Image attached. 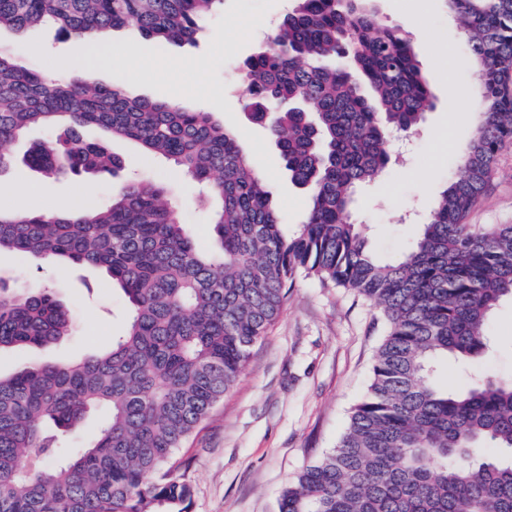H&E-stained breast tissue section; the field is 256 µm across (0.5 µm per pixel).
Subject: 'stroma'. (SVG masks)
Segmentation results:
<instances>
[{
    "instance_id": "stroma-1",
    "label": "stroma",
    "mask_w": 512,
    "mask_h": 512,
    "mask_svg": "<svg viewBox=\"0 0 512 512\" xmlns=\"http://www.w3.org/2000/svg\"><path fill=\"white\" fill-rule=\"evenodd\" d=\"M295 5L296 0H224L203 22L192 45L161 47L133 28L113 30L112 53L97 74L101 83L121 85L127 84L130 74H147V81L135 86L136 94L212 113L236 134L267 179L290 230L304 219L307 194L291 182L268 130L245 118L241 65L269 41ZM376 5L385 23L408 32L434 95L424 123L407 136L392 138L388 169L355 199L361 232L376 256L390 262L414 240L419 219L426 217L442 186L456 173L453 162L471 138V101L480 80L443 0H376ZM0 45L47 74L74 49L72 41L49 25L20 34L1 32ZM452 86L466 93L467 102L449 98ZM84 136L106 143L122 163L120 174L48 179L19 164L0 176V208L12 209L15 192L24 190L30 210L48 213L85 184L94 188L93 203L104 204L123 177L138 174L166 185L195 243L204 250L212 248L210 214L197 203L195 182L173 164L144 162L135 142L109 139L97 128L85 129ZM467 221L512 224V143L498 153L491 181ZM0 273L27 291L52 284L77 316L75 333L50 348L0 353L1 374L35 360L85 358L126 329L128 300L97 268H40L35 261L1 253ZM488 332L494 339L490 352L466 367L440 361L436 382L454 389L469 384L475 374L512 377L511 301H504L491 315ZM384 335V321L370 301L317 278L298 277L280 316L252 348L243 373L185 445L184 475L193 489L191 512H278L288 482L331 452L344 434L352 407L367 391Z\"/></svg>"
}]
</instances>
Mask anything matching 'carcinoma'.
Wrapping results in <instances>:
<instances>
[{"label": "carcinoma", "instance_id": "obj_1", "mask_svg": "<svg viewBox=\"0 0 512 512\" xmlns=\"http://www.w3.org/2000/svg\"><path fill=\"white\" fill-rule=\"evenodd\" d=\"M246 61L247 119L265 125L293 183L309 193L290 236L261 172L208 112L134 96L90 75L49 77L0 49L4 144L57 134L23 162L48 177L120 166L96 126L137 142L205 186L216 248L195 245L164 186L126 180L107 206L51 214L0 210V253L102 269L128 298L126 331L96 355L32 361L0 374V512H190L184 442L224 399L302 274L369 300L387 324L364 398L336 448L282 491L279 512H512V378L442 390L433 364L490 346L487 323L512 300V224L466 222L512 140V0H444L480 76L477 119L458 177L421 232L381 262L352 220L357 190L390 161L433 94L408 35L371 0H297ZM223 0H0V30L53 24L77 43L132 26L160 45L194 43ZM76 317L54 289L0 275V352L46 347ZM95 441L63 437L90 413ZM56 462L39 468L31 452Z\"/></svg>", "mask_w": 512, "mask_h": 512}]
</instances>
